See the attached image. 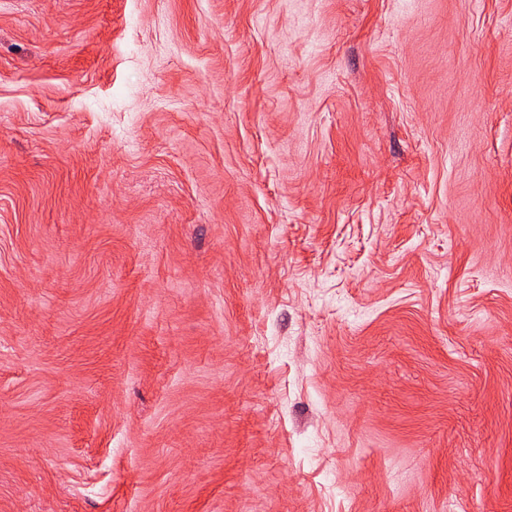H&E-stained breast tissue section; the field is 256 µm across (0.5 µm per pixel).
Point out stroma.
<instances>
[{"instance_id":"stroma-1","label":"stroma","mask_w":512,"mask_h":512,"mask_svg":"<svg viewBox=\"0 0 512 512\" xmlns=\"http://www.w3.org/2000/svg\"><path fill=\"white\" fill-rule=\"evenodd\" d=\"M0 512H512V0H0Z\"/></svg>"}]
</instances>
